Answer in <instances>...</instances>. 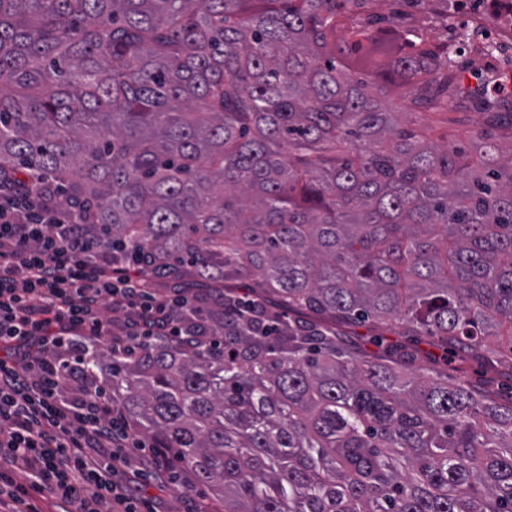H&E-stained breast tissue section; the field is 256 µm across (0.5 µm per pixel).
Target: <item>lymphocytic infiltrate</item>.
<instances>
[{
  "mask_svg": "<svg viewBox=\"0 0 512 512\" xmlns=\"http://www.w3.org/2000/svg\"><path fill=\"white\" fill-rule=\"evenodd\" d=\"M41 184L35 172L0 177V512H141L126 473L148 467L162 481L178 465L137 438L70 341L104 338L122 355L184 335L185 301L116 266L84 232L85 207L60 206Z\"/></svg>",
  "mask_w": 512,
  "mask_h": 512,
  "instance_id": "1",
  "label": "lymphocytic infiltrate"
}]
</instances>
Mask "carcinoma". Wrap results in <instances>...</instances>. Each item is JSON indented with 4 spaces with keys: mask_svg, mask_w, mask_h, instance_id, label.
Returning a JSON list of instances; mask_svg holds the SVG:
<instances>
[{
    "mask_svg": "<svg viewBox=\"0 0 512 512\" xmlns=\"http://www.w3.org/2000/svg\"><path fill=\"white\" fill-rule=\"evenodd\" d=\"M367 0H0V173L212 295L193 341L83 360L215 512H512V401L339 342L438 336L512 367L508 150L478 168L387 107L448 54Z\"/></svg>",
    "mask_w": 512,
    "mask_h": 512,
    "instance_id": "1",
    "label": "carcinoma"
}]
</instances>
